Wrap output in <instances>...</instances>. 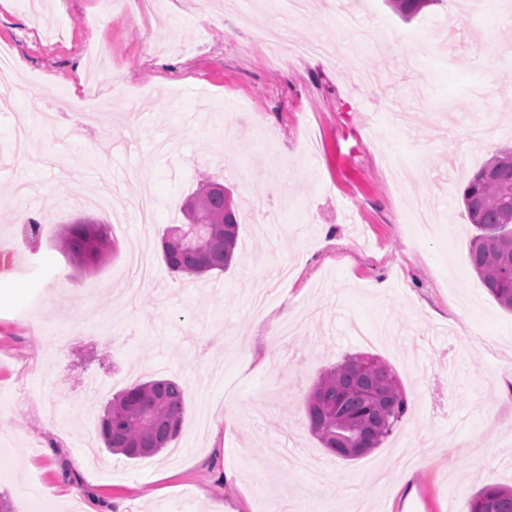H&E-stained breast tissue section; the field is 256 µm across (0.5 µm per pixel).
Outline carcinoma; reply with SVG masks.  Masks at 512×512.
<instances>
[{"label":"carcinoma","instance_id":"1","mask_svg":"<svg viewBox=\"0 0 512 512\" xmlns=\"http://www.w3.org/2000/svg\"><path fill=\"white\" fill-rule=\"evenodd\" d=\"M441 0H387L409 20ZM200 232L183 238L180 225L162 238V256L174 274L222 273L234 259L238 220L220 195L190 194ZM461 199L475 235L469 244L472 269L491 297L512 312V148H504L477 170ZM59 249L82 266L100 267L112 255L110 226L79 218L67 225ZM409 408L407 395L392 368L369 354L348 356L326 369L306 399L310 432L328 454L349 458L343 448L353 441L362 453L380 447ZM184 387L161 378L132 384L116 393L99 418L100 437L110 453L129 459L150 457L181 432ZM470 512H512V487L487 484L471 500Z\"/></svg>","mask_w":512,"mask_h":512}]
</instances>
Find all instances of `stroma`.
Wrapping results in <instances>:
<instances>
[{"mask_svg":"<svg viewBox=\"0 0 512 512\" xmlns=\"http://www.w3.org/2000/svg\"><path fill=\"white\" fill-rule=\"evenodd\" d=\"M277 4L0 0V49L25 65L0 118V448L17 451L0 458V493L14 512L47 496L56 512H340L351 499L357 512H469L484 484L512 486V313L469 266L461 204L512 145V5L442 0L406 21L385 0H306L301 17ZM102 48L99 83L74 86ZM42 85L60 91L55 109L94 92L133 107L44 127L28 94ZM206 179L238 204L235 258L178 276L159 239ZM104 183L125 219L110 261L81 268L56 241L77 217L108 218L69 199ZM409 207L429 212L428 236L404 222ZM26 210L41 227L21 248ZM356 353L386 361L410 407L380 448L344 460L311 434L305 404ZM160 377L185 388L179 455L104 451L105 402ZM91 447L102 466L88 477L73 459ZM409 468L411 496L398 488Z\"/></svg>","mask_w":512,"mask_h":512,"instance_id":"stroma-1","label":"stroma"}]
</instances>
